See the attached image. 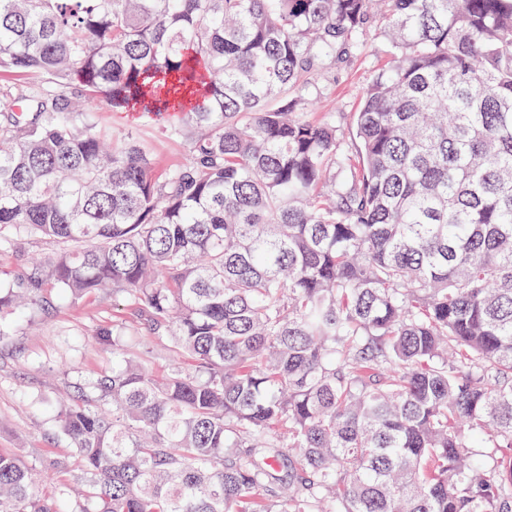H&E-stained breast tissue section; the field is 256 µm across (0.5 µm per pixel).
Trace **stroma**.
Wrapping results in <instances>:
<instances>
[{
	"label": "stroma",
	"mask_w": 512,
	"mask_h": 512,
	"mask_svg": "<svg viewBox=\"0 0 512 512\" xmlns=\"http://www.w3.org/2000/svg\"><path fill=\"white\" fill-rule=\"evenodd\" d=\"M389 54L386 40L368 35L360 50L320 80L310 118L354 112L363 87ZM99 118L114 135L139 139L160 168L179 165L187 154L184 139L145 114L105 111ZM53 250L48 242L26 238L0 248V286L12 285L30 258L50 256ZM39 295V308L25 318L12 311L0 314V328L6 332L0 340V449L36 467L47 457L70 452L69 443L55 432L52 410L112 365L111 349L97 344L94 332L112 321L135 318L127 297L109 289L71 300L47 284Z\"/></svg>",
	"instance_id": "1"
}]
</instances>
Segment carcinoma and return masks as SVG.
I'll return each mask as SVG.
<instances>
[{
	"instance_id": "carcinoma-1",
	"label": "carcinoma",
	"mask_w": 512,
	"mask_h": 512,
	"mask_svg": "<svg viewBox=\"0 0 512 512\" xmlns=\"http://www.w3.org/2000/svg\"><path fill=\"white\" fill-rule=\"evenodd\" d=\"M370 31L348 143L307 107ZM0 70L46 80L0 91V244L58 246L0 314L137 311L55 410L71 455L0 451V512H512V0H0ZM97 118L112 127L116 136L131 135L147 146L163 171L179 165L187 154L184 139L170 135L166 129L151 117L138 112L116 113L97 112Z\"/></svg>"
}]
</instances>
